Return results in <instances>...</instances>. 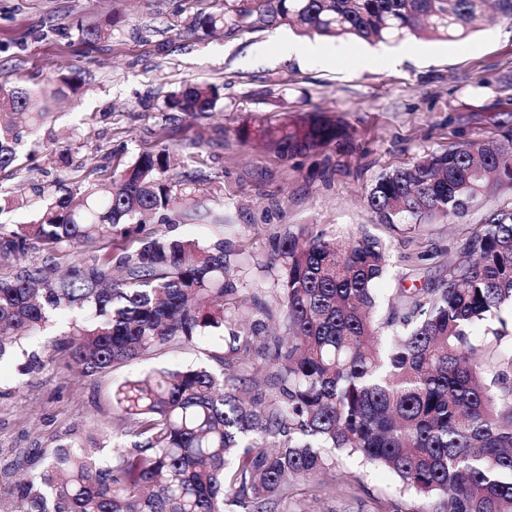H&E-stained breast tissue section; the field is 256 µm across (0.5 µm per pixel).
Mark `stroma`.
Here are the masks:
<instances>
[{"label":"stroma","instance_id":"1","mask_svg":"<svg viewBox=\"0 0 512 512\" xmlns=\"http://www.w3.org/2000/svg\"><path fill=\"white\" fill-rule=\"evenodd\" d=\"M224 0H0V91L25 87L47 95L50 115L0 171V194L52 192L64 175L76 190L111 181L138 155L169 147V173L191 194L189 209L165 224L150 217L96 243L119 253L148 237L230 242L251 291L269 287L259 269L276 233L323 224L379 238L388 267L385 295L441 281L461 240L493 210L512 209V187L493 189L460 220L383 224L367 204L377 178L419 156L468 141L512 133V22L479 21L461 40L424 35L369 44L349 38L301 37L287 27L191 31L193 17L220 13ZM116 19L88 44L85 29ZM78 76L76 91L63 78ZM215 86L206 114H176L167 99L187 82ZM329 116L345 137L314 150L279 155L242 132L257 119L302 125ZM236 342L214 334L185 349H166L92 376L54 354L28 370L19 356L0 361V490L31 474L32 449L82 441L111 452L129 437L112 436V389L155 368L235 366ZM386 472L337 455L327 475L297 479L288 512H400Z\"/></svg>","mask_w":512,"mask_h":512}]
</instances>
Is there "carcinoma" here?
Returning a JSON list of instances; mask_svg holds the SVG:
<instances>
[{"label": "carcinoma", "mask_w": 512, "mask_h": 512, "mask_svg": "<svg viewBox=\"0 0 512 512\" xmlns=\"http://www.w3.org/2000/svg\"><path fill=\"white\" fill-rule=\"evenodd\" d=\"M488 0H224V12L194 25L248 31L284 25L307 34L400 40L427 30L461 39ZM217 89L188 84L174 112L205 113ZM47 112L23 88L0 94V171ZM287 156L336 139L344 129L315 121L304 131L260 125ZM170 153H144L110 184L74 202L65 178L32 224L0 234V360L53 319L66 320L52 350L83 375L188 347L229 331L259 339L269 373L252 405L244 378L203 367L160 370L113 391L112 432L133 438L100 464L97 448L65 442L39 448L42 470L17 488L18 512H226V493L253 512H277L298 477L334 466L335 452L393 475L421 500L405 512H512V209H496L469 234L439 284L400 289L381 302V242L305 224L272 238L259 267L275 306L254 305L283 326L260 336L239 330L251 311L224 278L231 251L220 240L152 237L132 249L81 257L63 275L53 257L5 261L33 244L81 248L140 216L175 212L188 194L166 178ZM512 184V134L427 153L381 175L368 204L383 224L416 227L462 218V205ZM131 421L129 428L126 421Z\"/></svg>", "instance_id": "carcinoma-1"}]
</instances>
